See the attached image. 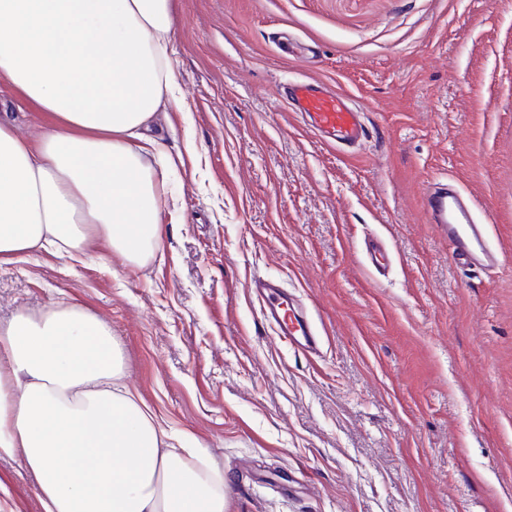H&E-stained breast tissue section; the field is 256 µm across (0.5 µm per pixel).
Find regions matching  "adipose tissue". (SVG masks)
Returning a JSON list of instances; mask_svg holds the SVG:
<instances>
[{
  "label": "adipose tissue",
  "instance_id": "adipose-tissue-1",
  "mask_svg": "<svg viewBox=\"0 0 512 512\" xmlns=\"http://www.w3.org/2000/svg\"><path fill=\"white\" fill-rule=\"evenodd\" d=\"M173 7L0 0V81L50 119L33 140L0 119V265L36 251L152 256L173 161L146 131L183 108ZM124 375L110 324L80 306L0 324V459L19 460L42 512H225L223 473L174 447Z\"/></svg>",
  "mask_w": 512,
  "mask_h": 512
}]
</instances>
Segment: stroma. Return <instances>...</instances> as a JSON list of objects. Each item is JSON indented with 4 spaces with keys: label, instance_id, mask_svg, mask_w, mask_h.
<instances>
[{
    "label": "stroma",
    "instance_id": "35a3bbf8",
    "mask_svg": "<svg viewBox=\"0 0 512 512\" xmlns=\"http://www.w3.org/2000/svg\"><path fill=\"white\" fill-rule=\"evenodd\" d=\"M172 43L152 259L1 265L0 323L62 299L107 320L229 512H512V0H175ZM308 78L354 98L366 140L303 129L286 90ZM434 181L494 213L497 268L454 264ZM258 277L309 308L321 356L278 339Z\"/></svg>",
    "mask_w": 512,
    "mask_h": 512
}]
</instances>
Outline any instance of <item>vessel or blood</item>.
<instances>
[{"label":"vessel or blood","mask_w":512,"mask_h":512,"mask_svg":"<svg viewBox=\"0 0 512 512\" xmlns=\"http://www.w3.org/2000/svg\"><path fill=\"white\" fill-rule=\"evenodd\" d=\"M291 103L305 117L309 132L330 139L336 146L358 145L365 135L361 112L347 96L328 90L324 83L309 79L292 84ZM477 207L475 198L443 184L429 186L424 194L428 222L448 240L452 261L467 269L492 268L499 263V253L489 241L486 225L475 219ZM251 286L276 336L303 355L317 354L318 343L310 325L280 285L258 278Z\"/></svg>","instance_id":"obj_1"}]
</instances>
